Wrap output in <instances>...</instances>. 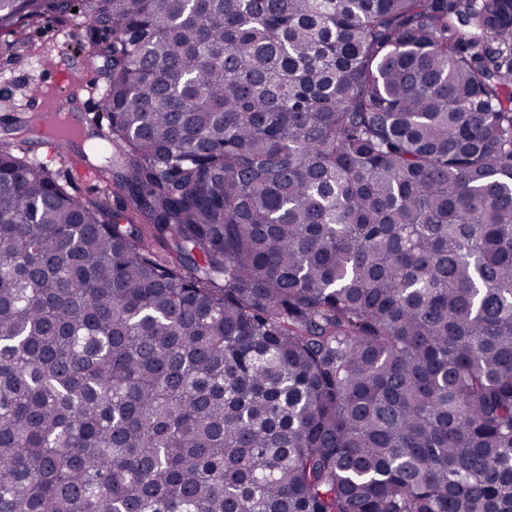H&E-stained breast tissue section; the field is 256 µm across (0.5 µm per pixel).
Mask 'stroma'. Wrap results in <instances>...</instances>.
<instances>
[{
    "label": "stroma",
    "mask_w": 512,
    "mask_h": 512,
    "mask_svg": "<svg viewBox=\"0 0 512 512\" xmlns=\"http://www.w3.org/2000/svg\"><path fill=\"white\" fill-rule=\"evenodd\" d=\"M89 25L82 15L60 19L48 16L26 23L21 35L24 44H17L12 30L0 31V142H9L8 118L30 111L33 103L29 98L31 82L50 87L53 92L68 94L71 79L67 74L70 64H77L90 82L81 99L89 109L80 113L79 123L83 129L79 139L67 150L51 153L49 143L33 139L26 145L29 155L48 162L61 178L71 179V191L82 198L103 194V181H85L73 167V158L84 152L87 142L96 140L98 127L95 114L104 108L100 89L104 84L103 60L88 61Z\"/></svg>",
    "instance_id": "1"
}]
</instances>
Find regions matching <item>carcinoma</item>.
I'll list each match as a JSON object with an SVG mask.
<instances>
[{"mask_svg": "<svg viewBox=\"0 0 512 512\" xmlns=\"http://www.w3.org/2000/svg\"><path fill=\"white\" fill-rule=\"evenodd\" d=\"M82 6L112 197L14 118L0 512H512V0Z\"/></svg>", "mask_w": 512, "mask_h": 512, "instance_id": "obj_1", "label": "carcinoma"}]
</instances>
